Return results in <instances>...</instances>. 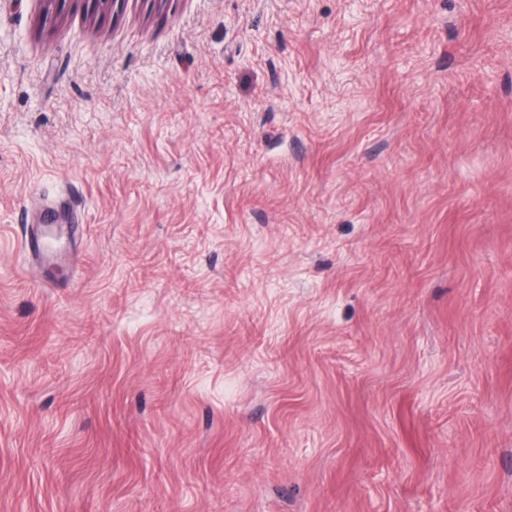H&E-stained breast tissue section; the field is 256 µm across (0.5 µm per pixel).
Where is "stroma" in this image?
I'll list each match as a JSON object with an SVG mask.
<instances>
[{
    "label": "stroma",
    "mask_w": 512,
    "mask_h": 512,
    "mask_svg": "<svg viewBox=\"0 0 512 512\" xmlns=\"http://www.w3.org/2000/svg\"><path fill=\"white\" fill-rule=\"evenodd\" d=\"M0 512H512V0H0Z\"/></svg>",
    "instance_id": "1"
}]
</instances>
